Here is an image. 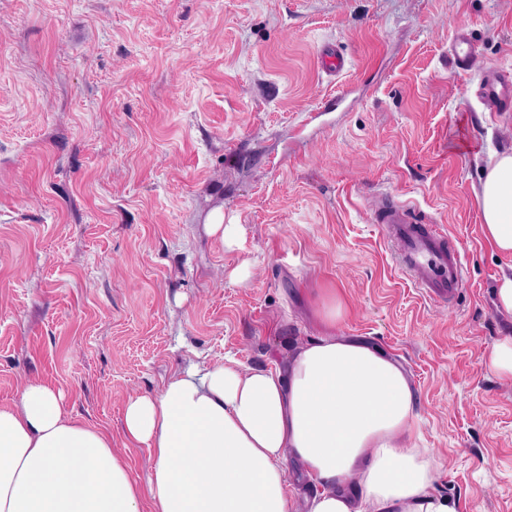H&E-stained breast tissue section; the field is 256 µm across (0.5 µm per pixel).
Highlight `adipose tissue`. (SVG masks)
<instances>
[{
    "mask_svg": "<svg viewBox=\"0 0 512 512\" xmlns=\"http://www.w3.org/2000/svg\"><path fill=\"white\" fill-rule=\"evenodd\" d=\"M476 196L485 239L512 256V153L491 156ZM316 315L321 334L282 367L219 363L129 398L123 434L152 460L144 487L110 436L65 411L60 390L28 382L0 404V512H461L414 440L408 372L386 349L337 334L335 294ZM288 459L310 493L291 489Z\"/></svg>",
    "mask_w": 512,
    "mask_h": 512,
    "instance_id": "1",
    "label": "adipose tissue"
}]
</instances>
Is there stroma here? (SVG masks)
Returning <instances> with one entry per match:
<instances>
[{
  "label": "stroma",
  "mask_w": 512,
  "mask_h": 512,
  "mask_svg": "<svg viewBox=\"0 0 512 512\" xmlns=\"http://www.w3.org/2000/svg\"><path fill=\"white\" fill-rule=\"evenodd\" d=\"M327 44L347 60L334 77ZM498 73L512 0H0V403L30 379L61 389L147 485L128 398L229 359L283 364L331 288L337 332L408 371L437 489L512 512V381L488 360L512 336L494 296L512 258L476 198L490 153L512 152V109L480 100ZM385 201L455 239L452 300L398 269ZM217 207L237 248L205 232ZM451 52L453 62L458 69L468 71L475 65L476 55L474 48L464 34L457 33Z\"/></svg>",
  "instance_id": "35a3bbf8"
}]
</instances>
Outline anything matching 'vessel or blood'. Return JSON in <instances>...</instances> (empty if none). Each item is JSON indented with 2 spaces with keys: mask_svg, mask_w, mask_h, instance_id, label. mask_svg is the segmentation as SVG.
I'll list each match as a JSON object with an SVG mask.
<instances>
[{
  "mask_svg": "<svg viewBox=\"0 0 512 512\" xmlns=\"http://www.w3.org/2000/svg\"><path fill=\"white\" fill-rule=\"evenodd\" d=\"M455 66L471 69L476 62L474 48L464 34H457L452 44ZM512 98V80L499 76L485 79L481 100L489 109ZM391 242L401 271L413 284L437 297L455 295L464 281L462 253L447 241L434 225L418 221L412 208L391 204L375 213Z\"/></svg>",
  "mask_w": 512,
  "mask_h": 512,
  "instance_id": "obj_1",
  "label": "vessel or blood"
}]
</instances>
